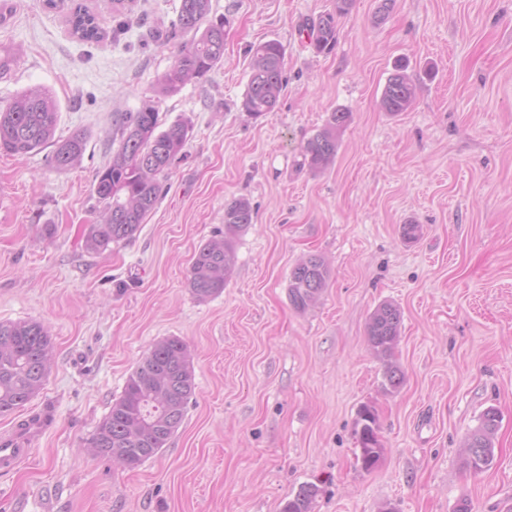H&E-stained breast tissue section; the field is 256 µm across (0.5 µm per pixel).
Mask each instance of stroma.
Returning <instances> with one entry per match:
<instances>
[{
	"label": "stroma",
	"instance_id": "35a3bbf8",
	"mask_svg": "<svg viewBox=\"0 0 512 512\" xmlns=\"http://www.w3.org/2000/svg\"><path fill=\"white\" fill-rule=\"evenodd\" d=\"M107 38L77 41L71 0H0V107L49 88L57 137L87 136L65 171L50 149L0 154V322L49 326L54 360L41 392L0 432L50 410L31 457L0 472V512H281L316 484L312 512H512V0H354L337 42L317 52L307 22L334 0H211L226 17L224 57L161 98L165 37L180 0H82ZM285 48L275 111L241 101L251 45ZM418 80L409 111L379 100L397 60ZM157 105L189 139L135 236L86 251L104 208L98 171L119 145L117 118ZM351 112L335 163L315 173L304 141L334 109ZM247 199L223 291L196 298L201 246L224 236V207ZM420 227L406 240L403 227ZM331 278L305 311L288 278L309 254ZM402 313L382 389L367 322ZM192 351L195 389L167 447L135 469L83 453L140 358L161 339ZM375 409L384 455L367 472L354 436ZM501 422L485 472L461 466L462 441L488 408Z\"/></svg>",
	"mask_w": 512,
	"mask_h": 512
}]
</instances>
